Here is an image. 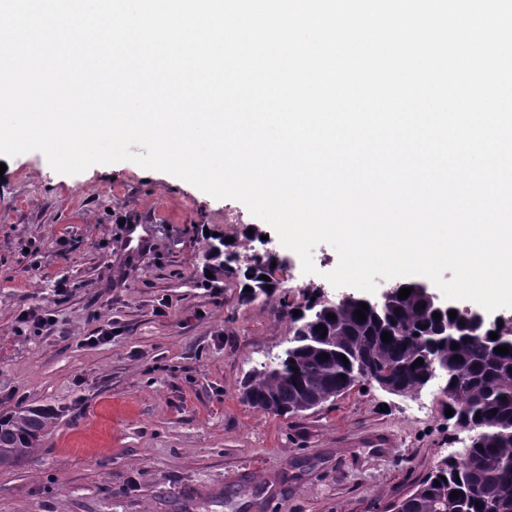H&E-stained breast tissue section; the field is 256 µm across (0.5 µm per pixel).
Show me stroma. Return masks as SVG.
Returning a JSON list of instances; mask_svg holds the SVG:
<instances>
[{"label": "stroma", "instance_id": "obj_1", "mask_svg": "<svg viewBox=\"0 0 512 512\" xmlns=\"http://www.w3.org/2000/svg\"><path fill=\"white\" fill-rule=\"evenodd\" d=\"M5 165L0 415L54 419L0 467V512H391L462 450L435 384L356 385L288 417L242 400L246 373L288 345L281 302L342 297L325 278L332 246L304 273L243 203L131 161L66 175L29 151ZM210 232L272 253L273 296L246 303L235 282L206 283ZM107 325L110 340L87 344Z\"/></svg>", "mask_w": 512, "mask_h": 512}]
</instances>
